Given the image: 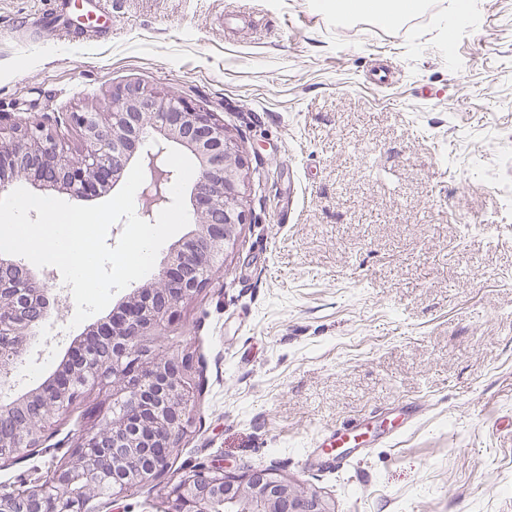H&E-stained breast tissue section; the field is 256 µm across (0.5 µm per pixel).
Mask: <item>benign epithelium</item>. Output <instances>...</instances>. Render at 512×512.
<instances>
[{"mask_svg":"<svg viewBox=\"0 0 512 512\" xmlns=\"http://www.w3.org/2000/svg\"><path fill=\"white\" fill-rule=\"evenodd\" d=\"M67 126L70 141L60 134ZM173 141L199 162L190 193L196 229L165 268L124 297L108 320L74 342L60 370L25 398L0 406V468L43 449L55 415L88 391L112 388V419L92 426L77 445L23 489L0 490V512H74L79 502L107 485L115 498L162 477L171 448L184 431L193 394L188 363L174 354L145 359L155 332L170 323L175 307L210 280L216 262L247 223L245 162L211 112L174 91L119 87L106 108L70 112L64 122L10 121L0 115V190L13 178L65 192L78 199L117 183L126 166L148 161L151 182L143 190L140 216L168 202L162 185L174 172L157 166ZM48 288L0 258V387L25 360L31 327L59 306ZM166 512H334L329 501L271 468L241 474L205 465L169 491Z\"/></svg>","mask_w":512,"mask_h":512,"instance_id":"benign-epithelium-1","label":"benign epithelium"}]
</instances>
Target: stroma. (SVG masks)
I'll use <instances>...</instances> for the list:
<instances>
[{"label":"stroma","mask_w":512,"mask_h":512,"mask_svg":"<svg viewBox=\"0 0 512 512\" xmlns=\"http://www.w3.org/2000/svg\"><path fill=\"white\" fill-rule=\"evenodd\" d=\"M311 2L112 0L101 36L57 40L21 25L44 0H0V113L172 90L246 163L248 223L151 345L196 381L171 468L95 512H165L217 461L335 512H512V0H472L446 39L430 12L385 27ZM111 416V390L88 392L0 486ZM357 420L375 442L318 462L321 433Z\"/></svg>","instance_id":"obj_1"}]
</instances>
